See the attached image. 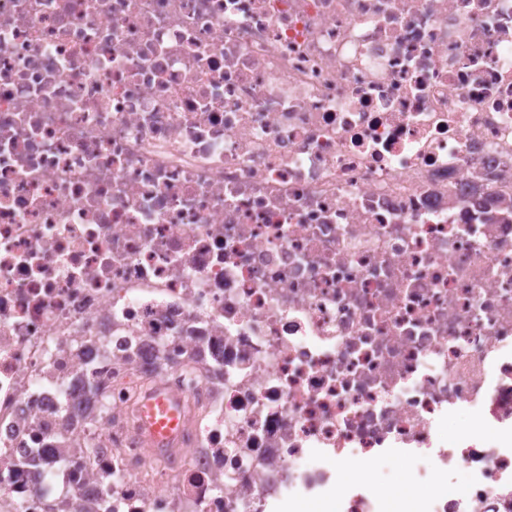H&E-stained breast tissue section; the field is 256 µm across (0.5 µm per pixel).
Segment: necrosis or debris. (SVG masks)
I'll list each match as a JSON object with an SVG mask.
<instances>
[{"mask_svg": "<svg viewBox=\"0 0 512 512\" xmlns=\"http://www.w3.org/2000/svg\"><path fill=\"white\" fill-rule=\"evenodd\" d=\"M396 456L512 512V0H0V512H394ZM151 396L154 400L139 415L142 436L149 448H167L178 436L173 435L179 423L176 401L162 388L153 390Z\"/></svg>", "mask_w": 512, "mask_h": 512, "instance_id": "4bbe7bcc", "label": "necrosis or debris"}]
</instances>
